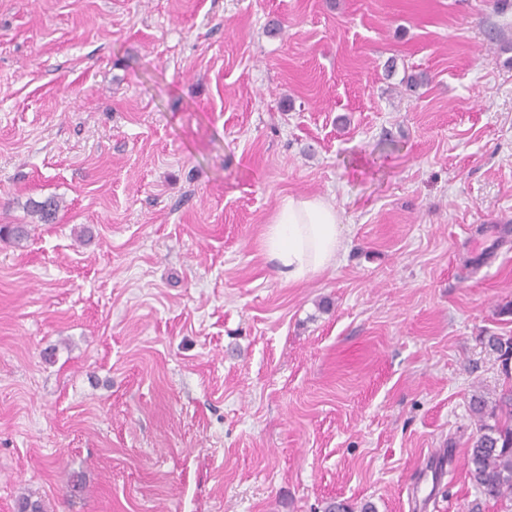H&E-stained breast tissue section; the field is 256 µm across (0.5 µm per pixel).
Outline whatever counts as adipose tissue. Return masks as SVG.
<instances>
[{"label": "adipose tissue", "instance_id": "adipose-tissue-1", "mask_svg": "<svg viewBox=\"0 0 512 512\" xmlns=\"http://www.w3.org/2000/svg\"><path fill=\"white\" fill-rule=\"evenodd\" d=\"M340 224L324 198L288 195L265 227L263 253L283 283H302L335 266L343 243Z\"/></svg>", "mask_w": 512, "mask_h": 512}]
</instances>
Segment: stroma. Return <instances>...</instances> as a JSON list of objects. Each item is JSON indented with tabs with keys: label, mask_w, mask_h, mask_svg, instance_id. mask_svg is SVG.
<instances>
[{
	"label": "stroma",
	"mask_w": 512,
	"mask_h": 512,
	"mask_svg": "<svg viewBox=\"0 0 512 512\" xmlns=\"http://www.w3.org/2000/svg\"><path fill=\"white\" fill-rule=\"evenodd\" d=\"M1 224L0 512H506L512 0H0ZM340 224L338 211L324 198L288 195L265 227L263 253L283 283H302L336 266ZM28 206L41 223L52 224L62 209V202L55 196H49L41 201L29 200ZM496 407L509 419L489 425L484 421L485 400L473 399L472 408L480 415V424L465 450L467 473L485 495L512 504V390L502 394Z\"/></svg>",
	"instance_id": "35a3bbf8"
}]
</instances>
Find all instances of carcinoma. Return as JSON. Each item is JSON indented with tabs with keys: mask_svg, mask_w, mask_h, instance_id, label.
<instances>
[{
	"mask_svg": "<svg viewBox=\"0 0 512 512\" xmlns=\"http://www.w3.org/2000/svg\"><path fill=\"white\" fill-rule=\"evenodd\" d=\"M31 213L38 216L43 224L55 222L62 202L55 196L28 203ZM26 224H1L0 238L21 241L28 237ZM492 350L497 354L502 372L512 375V337H494ZM496 407L508 415L509 421L489 425L484 421L485 400L473 399L472 408L479 414V428L476 436L465 449L467 473L471 483L485 495L500 501L512 503V390L502 394Z\"/></svg>",
	"mask_w": 512,
	"mask_h": 512,
	"instance_id": "cac0c4a2",
	"label": "carcinoma"
}]
</instances>
